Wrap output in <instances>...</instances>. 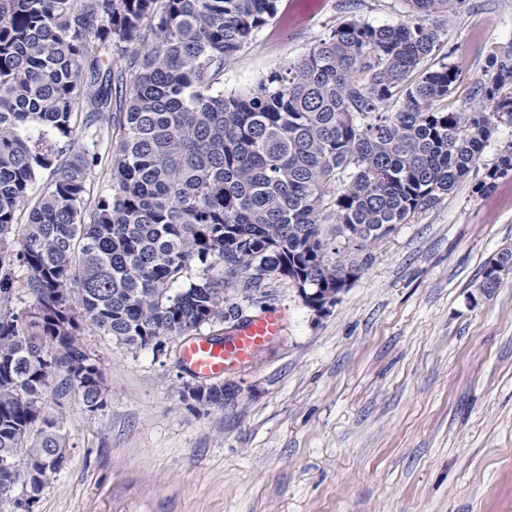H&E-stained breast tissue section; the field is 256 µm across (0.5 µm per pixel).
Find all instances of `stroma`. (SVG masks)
Masks as SVG:
<instances>
[{"instance_id":"obj_1","label":"stroma","mask_w":512,"mask_h":512,"mask_svg":"<svg viewBox=\"0 0 512 512\" xmlns=\"http://www.w3.org/2000/svg\"><path fill=\"white\" fill-rule=\"evenodd\" d=\"M338 0H278L224 68L225 92L254 87L342 20ZM512 48V0H465L426 65L461 78L452 112L481 105L491 54ZM501 123L452 192L369 245L363 271L324 313L288 280L244 315L284 329L223 379L236 405L194 411L199 379L163 351L85 325L107 405L47 392L70 460L33 512H512V276L472 300L485 262L512 245V173L482 189L506 145Z\"/></svg>"}]
</instances>
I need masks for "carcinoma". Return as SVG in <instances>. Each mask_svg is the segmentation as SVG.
<instances>
[{
	"label": "carcinoma",
	"mask_w": 512,
	"mask_h": 512,
	"mask_svg": "<svg viewBox=\"0 0 512 512\" xmlns=\"http://www.w3.org/2000/svg\"><path fill=\"white\" fill-rule=\"evenodd\" d=\"M464 2L405 0L413 18L393 26L346 20L226 95L224 64L277 0H0V503L30 512L68 462L49 389L106 407L83 321L160 351L275 279L338 292L365 264L353 251L468 176L512 117V50L478 87L492 111H448L459 70L424 62ZM98 167L111 183L91 201ZM509 171L511 146L486 177ZM509 270L505 247L479 295ZM234 394L223 383L190 407Z\"/></svg>",
	"instance_id": "1"
}]
</instances>
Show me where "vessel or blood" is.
Segmentation results:
<instances>
[{"instance_id":"vessel-or-blood-1","label":"vessel or blood","mask_w":512,"mask_h":512,"mask_svg":"<svg viewBox=\"0 0 512 512\" xmlns=\"http://www.w3.org/2000/svg\"><path fill=\"white\" fill-rule=\"evenodd\" d=\"M284 317L267 311L245 322L226 342L215 344L199 338L183 347L184 364L198 377L210 378L231 372L249 363L266 344L280 335Z\"/></svg>"}]
</instances>
